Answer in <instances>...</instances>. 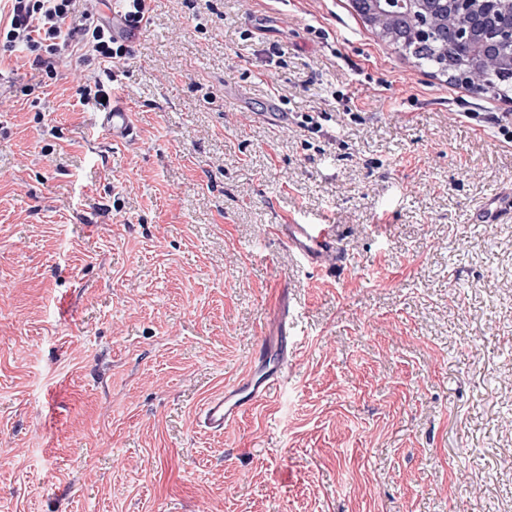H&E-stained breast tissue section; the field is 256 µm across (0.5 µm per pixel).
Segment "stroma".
Listing matches in <instances>:
<instances>
[{"label":"stroma","instance_id":"35a3bbf8","mask_svg":"<svg viewBox=\"0 0 512 512\" xmlns=\"http://www.w3.org/2000/svg\"><path fill=\"white\" fill-rule=\"evenodd\" d=\"M153 8L111 69L0 52V512H512V215L477 220L512 103L351 0ZM290 223L344 261H300ZM281 326L280 384L204 430ZM76 94L81 102H92L99 109L105 110L111 105V88L106 87L100 79L94 80L93 87L90 83L79 86ZM104 96H107L106 102H102ZM101 126L113 142H126L134 138L129 112L123 103L115 99H112V107L101 113ZM275 234L289 251L313 268L326 261H343L344 255L336 247L335 225L332 224H275Z\"/></svg>","mask_w":512,"mask_h":512}]
</instances>
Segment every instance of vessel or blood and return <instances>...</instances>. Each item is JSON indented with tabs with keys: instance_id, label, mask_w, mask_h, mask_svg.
Returning <instances> with one entry per match:
<instances>
[{
	"instance_id": "1",
	"label": "vessel or blood",
	"mask_w": 512,
	"mask_h": 512,
	"mask_svg": "<svg viewBox=\"0 0 512 512\" xmlns=\"http://www.w3.org/2000/svg\"><path fill=\"white\" fill-rule=\"evenodd\" d=\"M101 125L116 142L134 137L130 115L121 102H113L101 115ZM275 234L289 251L312 267H321L329 260H343L336 246V232L331 224H278ZM286 337L277 341H263L254 367L235 385L211 396L202 406L199 422L204 428L220 432L226 424L236 421L254 404L264 400L272 384L280 378L287 361Z\"/></svg>"
}]
</instances>
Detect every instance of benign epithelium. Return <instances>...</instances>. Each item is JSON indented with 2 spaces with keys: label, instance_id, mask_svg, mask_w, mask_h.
<instances>
[{
  "label": "benign epithelium",
  "instance_id": "1",
  "mask_svg": "<svg viewBox=\"0 0 512 512\" xmlns=\"http://www.w3.org/2000/svg\"><path fill=\"white\" fill-rule=\"evenodd\" d=\"M355 11L377 33L387 38L397 22L412 23V35L425 41L433 33V21L461 16L466 22L451 28L452 45L483 50V36L509 49L506 61L512 67V0H351Z\"/></svg>",
  "mask_w": 512,
  "mask_h": 512
}]
</instances>
